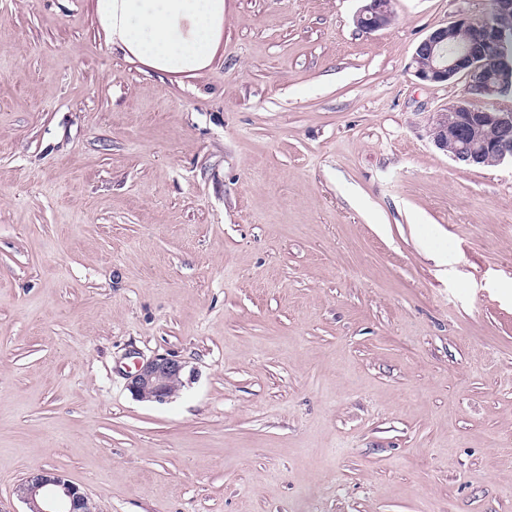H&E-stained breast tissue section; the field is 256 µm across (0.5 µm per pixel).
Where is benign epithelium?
I'll return each instance as SVG.
<instances>
[{"label":"benign epithelium","instance_id":"benign-epithelium-1","mask_svg":"<svg viewBox=\"0 0 512 512\" xmlns=\"http://www.w3.org/2000/svg\"><path fill=\"white\" fill-rule=\"evenodd\" d=\"M358 22L375 31L391 24L388 0H368ZM512 36V0H491L481 19L460 18L440 26L416 48L414 75L430 83H448L461 75L465 96L428 120L427 134L439 150L468 165L498 164L512 158V110L488 112L470 105L471 96L495 97L512 93V61L502 47ZM186 385L185 364L173 357L157 356L137 364L128 375L127 388L144 402L163 403ZM16 496L24 512H98L78 485L57 471L29 472L18 484Z\"/></svg>","mask_w":512,"mask_h":512}]
</instances>
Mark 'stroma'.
<instances>
[{
  "label": "stroma",
  "instance_id": "35a3bbf8",
  "mask_svg": "<svg viewBox=\"0 0 512 512\" xmlns=\"http://www.w3.org/2000/svg\"><path fill=\"white\" fill-rule=\"evenodd\" d=\"M224 0L212 69L112 50L90 0H0V512H512V162L412 73L490 0ZM157 355L190 379L126 388ZM364 8L359 12L357 19L360 27L362 22L365 25V30L375 31L382 29L391 24L393 20V13L391 3L381 0H367ZM363 29V28H362ZM364 30V29H363ZM185 367L171 356L154 357L137 364L136 371L127 375V388L139 401L166 402L186 385ZM15 493L25 505L23 512H98L87 493L57 471L29 472Z\"/></svg>",
  "mask_w": 512,
  "mask_h": 512
}]
</instances>
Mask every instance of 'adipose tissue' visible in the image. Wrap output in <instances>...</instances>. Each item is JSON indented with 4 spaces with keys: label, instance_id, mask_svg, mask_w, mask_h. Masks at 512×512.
Instances as JSON below:
<instances>
[{
    "label": "adipose tissue",
    "instance_id": "adipose-tissue-1",
    "mask_svg": "<svg viewBox=\"0 0 512 512\" xmlns=\"http://www.w3.org/2000/svg\"><path fill=\"white\" fill-rule=\"evenodd\" d=\"M113 49L151 72L199 77L224 41V0H91Z\"/></svg>",
    "mask_w": 512,
    "mask_h": 512
}]
</instances>
